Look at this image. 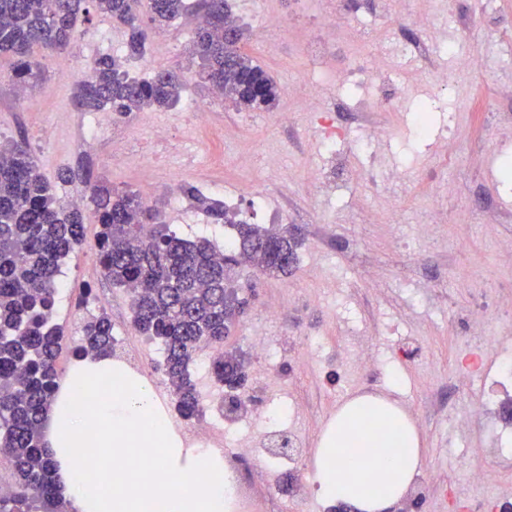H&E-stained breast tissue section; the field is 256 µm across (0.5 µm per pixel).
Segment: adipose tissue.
I'll return each mask as SVG.
<instances>
[{
	"mask_svg": "<svg viewBox=\"0 0 512 512\" xmlns=\"http://www.w3.org/2000/svg\"><path fill=\"white\" fill-rule=\"evenodd\" d=\"M57 489L76 512H224V457L186 447L151 385L108 354L77 358L44 429ZM315 481L332 505L394 512L424 465L407 411L358 394L324 424Z\"/></svg>",
	"mask_w": 512,
	"mask_h": 512,
	"instance_id": "ef3b65f1",
	"label": "adipose tissue"
}]
</instances>
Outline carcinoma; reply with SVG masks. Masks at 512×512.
Returning <instances> with one entry per match:
<instances>
[{"mask_svg": "<svg viewBox=\"0 0 512 512\" xmlns=\"http://www.w3.org/2000/svg\"><path fill=\"white\" fill-rule=\"evenodd\" d=\"M93 13L126 30V54L93 60L92 78L80 81L74 93L82 112L174 106L187 84L182 74L158 70L136 78L125 65L144 55L150 26L189 13L202 19L191 51L199 81L238 111H271L279 102L276 81L245 50L247 30L232 16L228 0H0V58L12 61L13 80L25 86L37 77V48L68 55L79 18ZM57 180H78L89 191L99 226V265L113 286L130 293L139 331L161 342L162 371L177 414L185 420L201 415L189 366L206 346L221 350L208 365L216 383L245 382L240 356L223 351L248 307L233 290V271L245 264L270 278L288 276L297 263L295 233L286 226L236 223L223 204L183 186L187 198L234 230L221 249L159 224L158 210L131 190L93 183L70 168L61 169ZM85 243L83 209L57 197L24 143L0 141V454L10 460L14 477V490L0 496V512H70L57 493L41 425L58 385L56 360L64 341L54 323L57 277L64 260ZM79 333L81 355L114 349V327L104 312L89 314Z\"/></svg>", "mask_w": 512, "mask_h": 512, "instance_id": "1", "label": "carcinoma"}]
</instances>
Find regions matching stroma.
I'll list each match as a JSON object with an SVG mask.
<instances>
[{
  "mask_svg": "<svg viewBox=\"0 0 512 512\" xmlns=\"http://www.w3.org/2000/svg\"><path fill=\"white\" fill-rule=\"evenodd\" d=\"M330 0H230L232 12L247 26V50L280 88L294 85L311 69L305 42L313 32L317 12ZM453 14L470 20L467 30L446 26L449 38L485 54L490 66L479 74H453L450 60L438 59L450 71L447 90H438L430 74L417 77L398 103L373 115L386 131L368 152L352 145L360 116L333 115L336 129L345 131L337 145L341 163L332 167L337 191L328 192L308 177L309 169L327 164L322 149L325 129L320 112L336 99V85L324 82L313 92V110L280 98L278 111L293 114L284 129L266 113L225 107L211 88L188 78L181 100L166 110L146 109L113 116L110 133L88 141L83 125L91 113L79 111L73 100L82 71L103 54L104 35L125 46L122 27L108 18L92 16L79 22L80 37L68 59L71 68L60 73L55 58L41 54L37 78L25 98H17L10 79L11 62L0 59V140L24 137L37 157L43 176L54 181L60 168L88 170L92 179L116 188L151 195L166 224L180 237L224 241L223 225L186 198L184 185L207 180L223 184L238 197V213L252 212L253 192H262L265 207L253 212L254 223L285 224L299 238L298 260L285 277L257 276L241 269L236 285L250 299L224 343L225 350L242 354L250 373L242 399L267 395L265 415L252 418L248 433L264 435L288 426L301 447L315 448L325 420L345 398L356 393L393 395L405 407H416L413 419L423 439L424 473L430 484L414 482L396 512H459L456 486L467 483L468 471L495 465L483 424L465 434L457 454L448 452V430L435 401L462 414L477 413L484 403L478 388L453 384L470 349L463 341L459 319L474 303L470 288L480 281L488 303L512 297V188L506 186L503 158H512V100L501 90L512 88V0H448ZM434 0H408L393 29H377L371 43L358 41L347 17L336 29V52L324 62L325 71L342 74L355 57L378 68L380 83L395 86L399 75L378 44L388 36L409 42L418 35V15H433ZM281 25L262 33L268 14ZM194 30L187 19L154 29L143 58L128 61L130 76L141 78L168 68L190 69ZM432 106V133L421 138L410 115L420 103ZM211 109L210 122H192L196 107ZM170 130L168 140L156 137L158 127ZM136 147L146 157L144 167L123 165L122 154ZM249 155L251 167L239 166ZM359 178H352V170ZM446 188L443 213L428 214L431 193ZM395 191L394 214L383 210L388 191ZM429 218L435 234L422 235L419 222ZM54 321L66 342L59 356L61 373H68L78 344V323L87 312L105 311L123 338L116 358L137 366L154 387L166 410L174 398L165 381L161 345L143 336L133 323L125 289L112 286L103 275L94 250L87 246L69 257L59 276ZM280 305L281 319L267 320V305ZM362 331L377 359L374 373L357 364L325 375L317 360L308 358L304 337H323L328 348L344 346L350 329ZM301 358L302 369L292 382L270 383L253 375L255 356L248 338L255 331ZM415 350L414 360L400 351ZM498 466V465H495ZM499 468V481L470 490V512H493L496 498L512 491V463ZM243 496L241 512H328V503L314 482V466L285 470L277 456L260 464L240 456L225 462Z\"/></svg>",
  "mask_w": 512,
  "mask_h": 512,
  "instance_id": "stroma-1",
  "label": "stroma"
}]
</instances>
